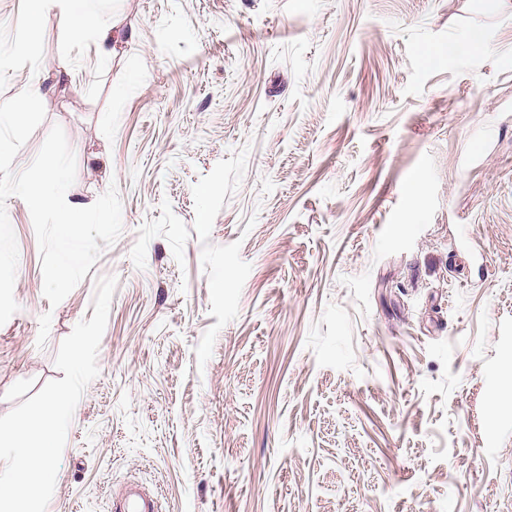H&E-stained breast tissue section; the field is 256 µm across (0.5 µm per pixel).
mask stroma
<instances>
[{"label":"stroma","mask_w":512,"mask_h":512,"mask_svg":"<svg viewBox=\"0 0 512 512\" xmlns=\"http://www.w3.org/2000/svg\"><path fill=\"white\" fill-rule=\"evenodd\" d=\"M100 8L108 55L60 8L0 0V103L44 76L13 169L57 124L68 203H122L53 306L6 202L0 416L62 378L117 280L47 512H114L131 484L160 512H512V0Z\"/></svg>","instance_id":"obj_1"}]
</instances>
